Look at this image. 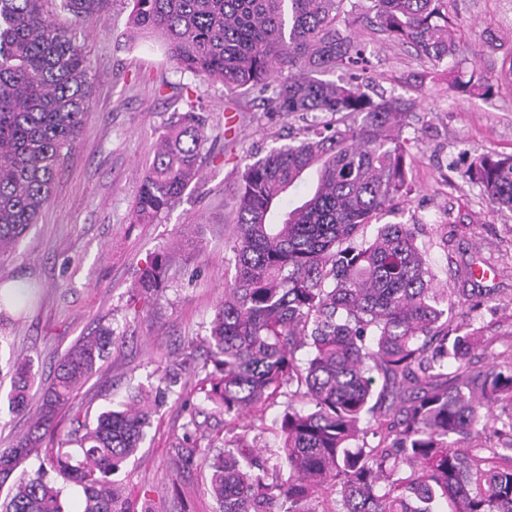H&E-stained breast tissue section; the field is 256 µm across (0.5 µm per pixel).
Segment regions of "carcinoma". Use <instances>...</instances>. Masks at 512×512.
Segmentation results:
<instances>
[{
  "instance_id": "1",
  "label": "carcinoma",
  "mask_w": 512,
  "mask_h": 512,
  "mask_svg": "<svg viewBox=\"0 0 512 512\" xmlns=\"http://www.w3.org/2000/svg\"><path fill=\"white\" fill-rule=\"evenodd\" d=\"M44 0H0V256L39 222L63 151L90 111L89 62L76 32L45 15ZM110 0H58L75 22L105 17ZM132 31L159 38L178 68L256 95L266 113L314 120L296 145L248 165L232 206L225 280L207 336L200 391L176 457L199 452L211 472L218 512H512V360L472 373L482 328L455 312L408 224L387 223L407 188V106L366 92L369 58L353 31L360 20L414 48L437 68L456 58L448 0H129ZM288 69L284 79L276 77ZM341 72L337 81L318 78ZM481 72L461 90L489 93ZM360 122H347L349 118ZM206 117L191 96L171 115L132 213L151 224L200 175ZM316 186L283 209L308 171ZM470 180L512 211V155L487 152ZM171 258L139 270L143 295L166 288ZM109 325L80 337L59 360L28 429L0 450V485L13 484L0 512H65L71 485L82 512H118L110 476L140 448L156 407L181 373L165 367L159 386L61 434L57 416L112 347ZM308 348L300 362L297 352ZM455 371L448 372L449 367ZM33 361L13 364L11 409L27 407ZM382 385H377V380ZM305 399L273 421L280 445L259 444L264 414L279 396ZM224 417L226 439L202 450L196 416ZM254 420L243 423L245 415ZM485 434L479 451L460 446ZM43 453L30 474L21 465Z\"/></svg>"
}]
</instances>
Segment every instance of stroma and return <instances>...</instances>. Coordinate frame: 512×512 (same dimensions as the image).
Wrapping results in <instances>:
<instances>
[{
    "instance_id": "obj_1",
    "label": "stroma",
    "mask_w": 512,
    "mask_h": 512,
    "mask_svg": "<svg viewBox=\"0 0 512 512\" xmlns=\"http://www.w3.org/2000/svg\"><path fill=\"white\" fill-rule=\"evenodd\" d=\"M129 12L127 0H112L104 22L77 27L90 63L91 112L38 224L0 258V279L32 290L23 313L0 319V448L30 421L8 406L13 359L31 355L39 377H48L80 336L109 324L112 353L78 391L75 408L97 415L137 385L157 383L164 367L182 368L144 442L113 476L128 512H215L208 468L197 459L175 469L173 445L201 400L204 338L234 272L227 241L242 172L272 148L298 143L304 123L268 119L253 95H228L222 84L177 69L157 38L130 35ZM448 12L460 23L456 68L487 74L489 98L450 91L442 72L386 33H359L371 54V92L411 105L404 130L411 192L388 220L414 225L437 287L485 328L483 347L470 357L478 370L512 356V211L490 203L465 175L480 154L512 155V0H450ZM183 84L208 116L201 177L155 223H132L155 141L183 108ZM160 252L174 258L169 286L138 296V271ZM472 263L491 274L467 290L456 272ZM190 344L196 358L188 362Z\"/></svg>"
}]
</instances>
